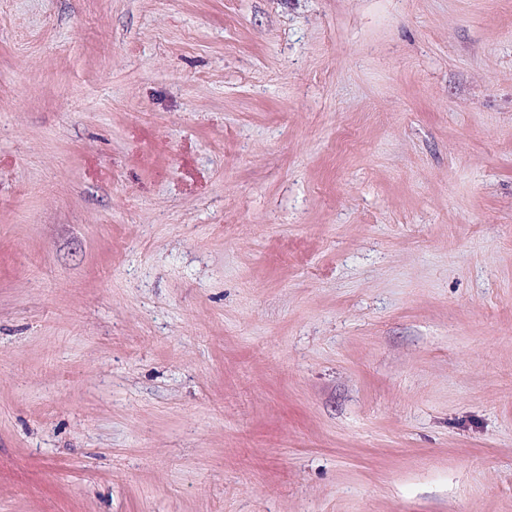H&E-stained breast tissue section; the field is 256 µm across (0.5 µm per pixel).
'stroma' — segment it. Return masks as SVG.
Masks as SVG:
<instances>
[{
  "label": "stroma",
  "instance_id": "stroma-1",
  "mask_svg": "<svg viewBox=\"0 0 512 512\" xmlns=\"http://www.w3.org/2000/svg\"><path fill=\"white\" fill-rule=\"evenodd\" d=\"M0 512H512V0H0Z\"/></svg>",
  "mask_w": 512,
  "mask_h": 512
}]
</instances>
